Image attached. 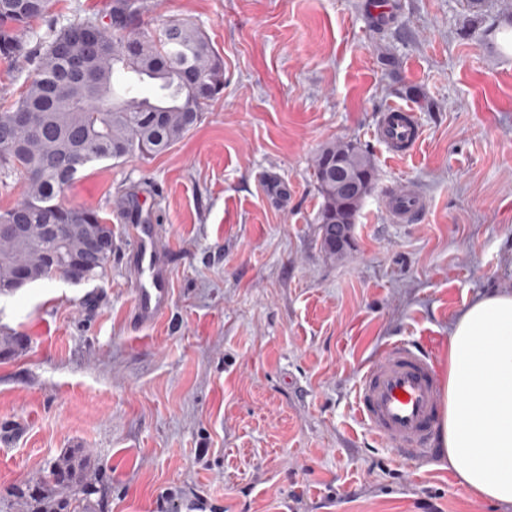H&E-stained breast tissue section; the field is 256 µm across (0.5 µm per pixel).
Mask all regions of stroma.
<instances>
[{"instance_id": "1", "label": "stroma", "mask_w": 512, "mask_h": 512, "mask_svg": "<svg viewBox=\"0 0 512 512\" xmlns=\"http://www.w3.org/2000/svg\"><path fill=\"white\" fill-rule=\"evenodd\" d=\"M157 28L189 20L224 60V94L151 160L91 164L66 189L116 235L105 273L0 297V512L68 448L107 486L101 512H512L471 496L439 448L397 458L360 419L362 368L392 341L438 374L475 298L512 289V0H143ZM112 0H53L33 29L108 21ZM412 108L417 148L373 136ZM353 141L375 184L340 259L320 248L315 156ZM427 197L390 222L389 187ZM151 200L172 303L130 322L124 198Z\"/></svg>"}]
</instances>
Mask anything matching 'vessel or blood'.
Segmentation results:
<instances>
[{"instance_id":"b4317fda","label":"vessel or blood","mask_w":512,"mask_h":512,"mask_svg":"<svg viewBox=\"0 0 512 512\" xmlns=\"http://www.w3.org/2000/svg\"><path fill=\"white\" fill-rule=\"evenodd\" d=\"M374 136L395 156L413 151L422 130L408 107L393 105L379 118ZM425 197L412 183H403L385 196L392 220L407 222L422 213ZM135 278L132 321L143 326L169 309L172 291L169 259L160 248L158 227L138 225L129 249ZM358 415L400 459L420 457L433 438L440 404V387L433 361L425 347L394 342L371 360L356 390Z\"/></svg>"}]
</instances>
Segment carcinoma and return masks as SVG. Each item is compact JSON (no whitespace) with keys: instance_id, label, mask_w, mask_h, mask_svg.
Instances as JSON below:
<instances>
[{"instance_id":"cac0c4a2","label":"carcinoma","mask_w":512,"mask_h":512,"mask_svg":"<svg viewBox=\"0 0 512 512\" xmlns=\"http://www.w3.org/2000/svg\"><path fill=\"white\" fill-rule=\"evenodd\" d=\"M49 6L50 0H0V57L36 63L19 99L0 109V190L9 191L18 179L25 185L23 199L0 211V224L23 225L0 236V295L48 280L72 263L91 280L101 275L112 251L96 255L86 244L92 237L112 242V225L92 207L65 202V188L94 162L146 160L168 151L224 92V61L190 22L153 32L140 0H114L111 27L80 19L32 47L30 24ZM74 59L85 71L77 81L68 75ZM338 158L348 178L364 183L362 194L348 195L336 185ZM314 176L323 198L320 247L338 255L336 219L354 224L372 190L374 164L356 142L328 144L318 152ZM20 269L23 282L17 281ZM22 347V336L0 332V357ZM104 495L91 456L68 448L18 493L19 512H96Z\"/></svg>"}]
</instances>
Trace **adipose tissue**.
<instances>
[{"label":"adipose tissue","instance_id":"1","mask_svg":"<svg viewBox=\"0 0 512 512\" xmlns=\"http://www.w3.org/2000/svg\"><path fill=\"white\" fill-rule=\"evenodd\" d=\"M438 444L469 494L512 503V290L477 298L453 325Z\"/></svg>","mask_w":512,"mask_h":512}]
</instances>
